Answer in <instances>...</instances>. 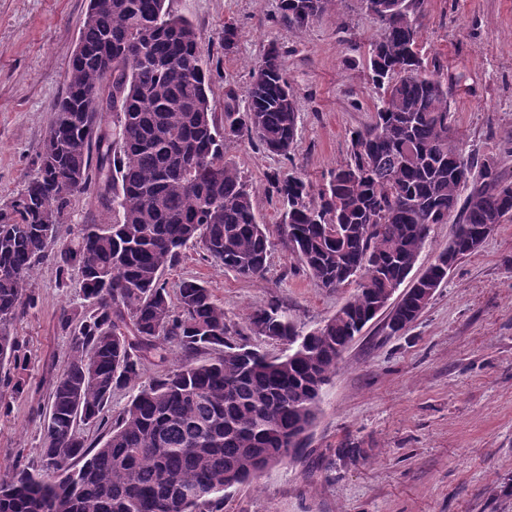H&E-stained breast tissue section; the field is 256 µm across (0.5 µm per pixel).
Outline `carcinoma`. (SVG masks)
Masks as SVG:
<instances>
[{
	"instance_id": "obj_1",
	"label": "carcinoma",
	"mask_w": 512,
	"mask_h": 512,
	"mask_svg": "<svg viewBox=\"0 0 512 512\" xmlns=\"http://www.w3.org/2000/svg\"><path fill=\"white\" fill-rule=\"evenodd\" d=\"M165 2L88 6L36 174L0 207L1 369L26 367L11 325L34 305L31 277L72 196L93 189L113 216L77 225L53 254L59 283L80 273L88 305L63 314L72 336L40 464L0 470V512H222L226 489L288 459L291 442L313 428L323 387L377 303L400 294L386 329L404 332L424 309L422 289L438 288L482 245L485 227L512 217V183L494 159L466 153L448 88L420 56L416 0H359L381 28L370 53L382 90L373 123L351 132L349 160L323 187L296 172L268 178L285 247L318 287L354 283L356 293L307 333L278 306L255 311L249 330L287 345L284 355L231 343L237 331L212 291L195 279L171 290L163 274L198 243L224 269L263 277L271 243L249 185L224 160V140L245 136L288 157L296 99L271 43L252 68L247 110L227 104L219 124L209 57L191 22ZM333 2L281 0V17L300 29ZM91 123L97 134L88 139ZM450 221L448 248L405 285L431 226ZM153 359L171 368L142 385ZM130 385L137 393L107 415L112 394ZM24 386L21 377L0 383V415ZM79 421L104 435L87 442Z\"/></svg>"
}]
</instances>
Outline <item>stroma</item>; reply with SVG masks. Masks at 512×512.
Segmentation results:
<instances>
[{"label":"stroma","mask_w":512,"mask_h":512,"mask_svg":"<svg viewBox=\"0 0 512 512\" xmlns=\"http://www.w3.org/2000/svg\"><path fill=\"white\" fill-rule=\"evenodd\" d=\"M89 0H0V206L27 186L66 85ZM209 50V99L243 109L251 68L277 43L300 114L290 157L247 138L224 143L254 190L272 247L263 277L246 279L194 245L163 278L168 288L204 283L242 340L271 356L281 343L247 331L255 310L277 305L304 330L323 324L355 293L318 288L281 242L282 210L270 174L296 171L314 187L350 153V133L374 120L379 90L368 49L380 25L359 0L335 6L301 29L288 28L280 0H167ZM421 56L448 89L467 152L493 158L512 181V0H420ZM239 38L224 51L225 25ZM32 308L13 326L28 357L26 390L0 417V469L38 463L50 392L66 366L64 311L83 300L81 278L59 283L53 262L31 280ZM377 316L342 354L324 386L307 452L228 489L223 512H512V221L497 225L448 273L401 335ZM357 445L354 458L322 459Z\"/></svg>","instance_id":"35a3bbf8"}]
</instances>
